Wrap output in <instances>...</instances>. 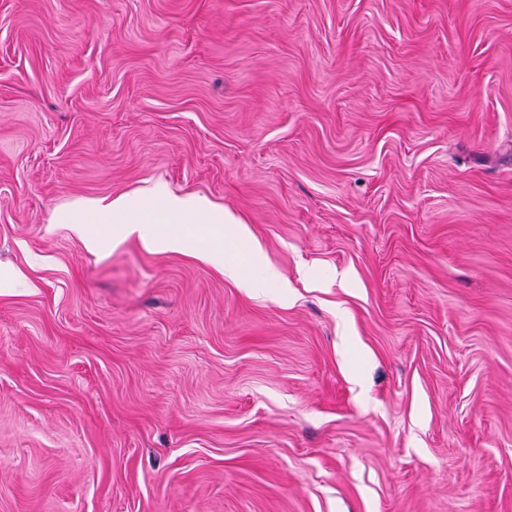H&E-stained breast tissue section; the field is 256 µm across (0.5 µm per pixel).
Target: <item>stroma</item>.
Segmentation results:
<instances>
[{
  "mask_svg": "<svg viewBox=\"0 0 512 512\" xmlns=\"http://www.w3.org/2000/svg\"><path fill=\"white\" fill-rule=\"evenodd\" d=\"M0 512H512V0H0Z\"/></svg>",
  "mask_w": 512,
  "mask_h": 512,
  "instance_id": "stroma-1",
  "label": "stroma"
}]
</instances>
